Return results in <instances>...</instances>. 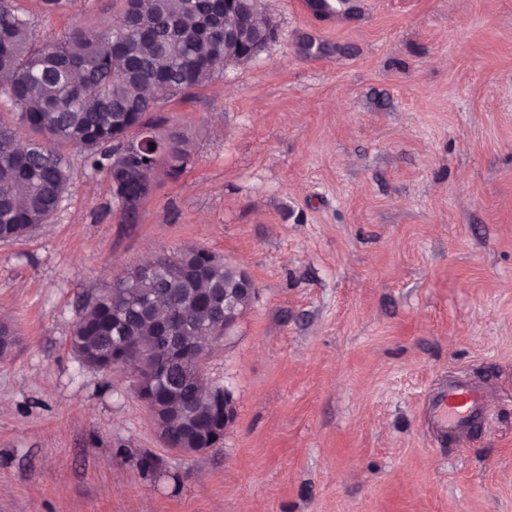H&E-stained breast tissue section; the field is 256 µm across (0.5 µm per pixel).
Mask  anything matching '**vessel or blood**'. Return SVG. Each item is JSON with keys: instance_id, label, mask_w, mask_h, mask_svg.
Listing matches in <instances>:
<instances>
[{"instance_id": "vessel-or-blood-1", "label": "vessel or blood", "mask_w": 512, "mask_h": 512, "mask_svg": "<svg viewBox=\"0 0 512 512\" xmlns=\"http://www.w3.org/2000/svg\"><path fill=\"white\" fill-rule=\"evenodd\" d=\"M491 399L486 388L456 380L433 393L426 410L440 435L463 439L483 426Z\"/></svg>"}]
</instances>
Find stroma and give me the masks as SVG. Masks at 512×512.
I'll return each mask as SVG.
<instances>
[{
    "label": "stroma",
    "instance_id": "stroma-1",
    "mask_svg": "<svg viewBox=\"0 0 512 512\" xmlns=\"http://www.w3.org/2000/svg\"><path fill=\"white\" fill-rule=\"evenodd\" d=\"M291 2L262 0L256 58L150 112L190 157L135 220L70 148L56 214L0 241V512H512V0ZM28 8L39 38L115 19ZM191 245L257 294L204 365L224 443L185 456L70 338L88 294ZM460 375L494 404L448 445L423 402Z\"/></svg>",
    "mask_w": 512,
    "mask_h": 512
}]
</instances>
